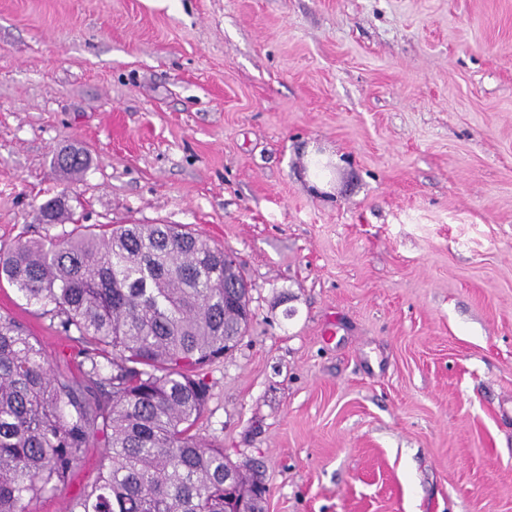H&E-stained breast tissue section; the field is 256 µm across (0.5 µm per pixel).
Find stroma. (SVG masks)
Here are the masks:
<instances>
[{"mask_svg": "<svg viewBox=\"0 0 512 512\" xmlns=\"http://www.w3.org/2000/svg\"><path fill=\"white\" fill-rule=\"evenodd\" d=\"M60 194L241 258L255 317L193 432L265 512H512V0H0V248L69 233ZM0 314L70 353L4 283ZM330 157L318 153L314 147H309L308 181L316 191H325L330 181V170L326 167ZM55 168L67 175L83 173L89 167L88 157L78 149L59 152L53 158ZM69 209L58 198L47 200L39 207V220L42 224H65L70 219Z\"/></svg>", "mask_w": 512, "mask_h": 512, "instance_id": "stroma-1", "label": "stroma"}]
</instances>
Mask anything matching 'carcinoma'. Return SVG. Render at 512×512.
I'll use <instances>...</instances> for the list:
<instances>
[{"instance_id": "obj_1", "label": "carcinoma", "mask_w": 512, "mask_h": 512, "mask_svg": "<svg viewBox=\"0 0 512 512\" xmlns=\"http://www.w3.org/2000/svg\"><path fill=\"white\" fill-rule=\"evenodd\" d=\"M67 175L89 167L56 154ZM68 207H39L63 224ZM224 249L174 224H119L0 249V280L75 342L79 375L53 366L24 326L0 315V512L68 483L86 449L104 457L68 512H229L224 478L243 475L192 428L209 386L200 370L232 350L254 316Z\"/></svg>"}]
</instances>
